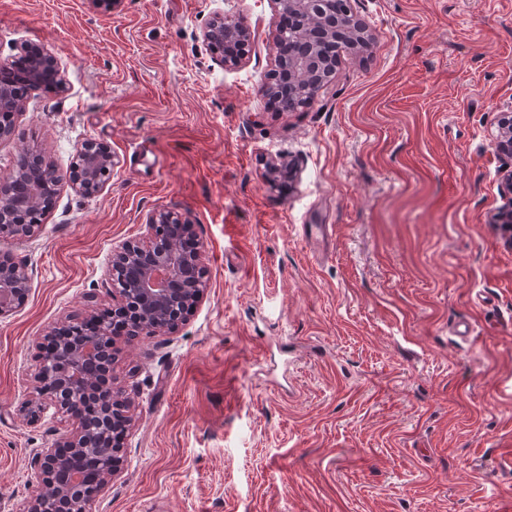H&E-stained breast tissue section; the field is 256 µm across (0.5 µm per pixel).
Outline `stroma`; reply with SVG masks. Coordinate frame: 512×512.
<instances>
[{"mask_svg":"<svg viewBox=\"0 0 512 512\" xmlns=\"http://www.w3.org/2000/svg\"><path fill=\"white\" fill-rule=\"evenodd\" d=\"M347 6L370 47L285 112L262 89L271 0H0V63L39 44L69 86L0 141V179L26 149L62 177L36 236L0 242L29 274L0 317V512H27L34 453L71 426L36 392L44 336L111 306L113 247L161 208L193 224L208 290L174 334L118 339L134 424L88 512H512V247L488 222L512 0ZM217 11L252 30L238 66L201 42ZM89 141L116 164L83 195ZM74 159L72 186L76 191L86 194L99 190L106 184L114 165L110 148L89 142L76 150Z\"/></svg>","mask_w":512,"mask_h":512,"instance_id":"obj_1","label":"stroma"}]
</instances>
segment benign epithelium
Returning <instances> with one entry per match:
<instances>
[{
    "label": "benign epithelium",
    "mask_w": 512,
    "mask_h": 512,
    "mask_svg": "<svg viewBox=\"0 0 512 512\" xmlns=\"http://www.w3.org/2000/svg\"><path fill=\"white\" fill-rule=\"evenodd\" d=\"M279 11L315 17L324 27L313 36L299 31L290 40L286 60L299 72L315 60V40L336 32L337 0H271ZM345 25L358 45L368 42L366 25L345 15ZM249 26L240 18L213 14L201 31L202 44L212 57L226 66L239 63L234 44L249 40ZM21 56L28 61L23 82L32 91L46 83L57 93L68 90L65 69L48 49L31 43L20 45ZM15 84L0 76V112L19 113L26 100L18 99ZM497 154L512 161V110L499 118L495 139ZM114 165L110 148L89 142L76 150L72 186L86 194L101 189L109 179ZM11 176L15 182L0 184V209L12 207L24 210L35 204L33 191L23 186L31 182L58 183L56 168L43 154L22 153ZM503 204L492 214L490 223L496 225L504 239L512 245V165L502 178ZM37 225L26 217L10 230L0 228V238L22 240L35 233ZM195 236L193 224L182 215L168 210L151 213L145 223V234L126 241L112 250L108 279L112 284V316L123 315L128 307L138 315L128 334L160 335L177 330L202 302L207 288L206 271L201 265V247L193 253L184 248L186 236ZM28 273L9 258L0 259V294L9 301H0V316L12 310V300L22 298L28 290ZM77 342L66 343L60 338L45 350L38 367L42 390L56 401L61 394L76 399L71 414L76 426L60 437L53 448H43L33 461L34 494L28 512H56L57 502L66 512H87V506L112 479L120 473L123 449L105 437L96 436L88 421L99 422L105 416L116 418L121 427L130 425L124 405L116 399L112 375L101 382L104 361L97 357L104 321L94 317L76 324ZM112 338V333H107Z\"/></svg>",
    "instance_id": "benign-epithelium-1"
}]
</instances>
